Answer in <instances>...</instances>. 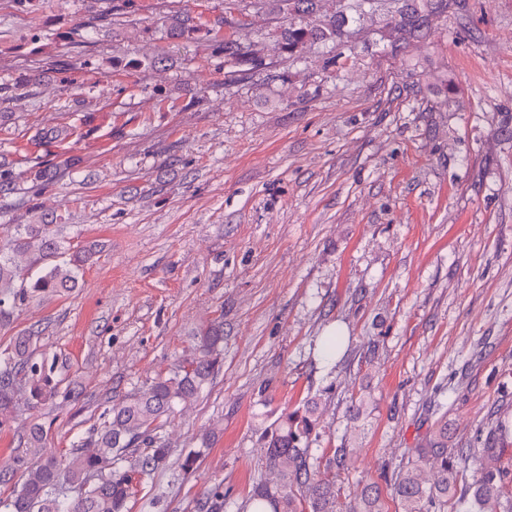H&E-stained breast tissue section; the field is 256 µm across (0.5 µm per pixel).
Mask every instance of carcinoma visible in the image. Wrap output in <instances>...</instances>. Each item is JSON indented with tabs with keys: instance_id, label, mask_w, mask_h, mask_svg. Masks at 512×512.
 Masks as SVG:
<instances>
[{
	"instance_id": "obj_1",
	"label": "carcinoma",
	"mask_w": 512,
	"mask_h": 512,
	"mask_svg": "<svg viewBox=\"0 0 512 512\" xmlns=\"http://www.w3.org/2000/svg\"><path fill=\"white\" fill-rule=\"evenodd\" d=\"M320 0H256V6L285 19L277 34L280 52L299 54L309 42L339 40L346 33L348 13H363L375 0H341L333 19L321 27L302 26L295 18L313 14ZM447 0H394L388 24L412 37L423 32L430 13ZM198 32L194 18L186 16L170 31L173 38ZM224 57L233 70L228 77L243 80L266 65L251 46L235 39L222 41ZM91 253L73 251L58 224H18L7 244H0V321L32 298L61 296L77 287ZM35 271L20 277V263ZM38 335L20 331L0 353V424L9 418L18 399L35 408L61 393L57 363L34 358ZM193 354L165 375L118 399L103 413L104 421L80 439L64 456L44 453L45 427L34 423L24 436L31 456H18L8 481L21 471L24 480L0 512H125L133 481L167 466L170 442L162 434L175 408L201 393L213 381L224 360V322L199 327ZM69 397L71 389L63 391ZM316 404L306 403L284 414L262 437L266 467L276 479L258 483L250 501L266 503L270 512H381L379 486L368 483L355 498H344L336 473L345 470L350 449L342 446L320 461L310 445L320 437ZM512 424L498 418L487 430L480 448L448 446V421L430 425L407 456L384 472L401 512H512V465L504 461ZM476 479L462 483L470 465ZM197 512H224V488L205 491Z\"/></svg>"
}]
</instances>
